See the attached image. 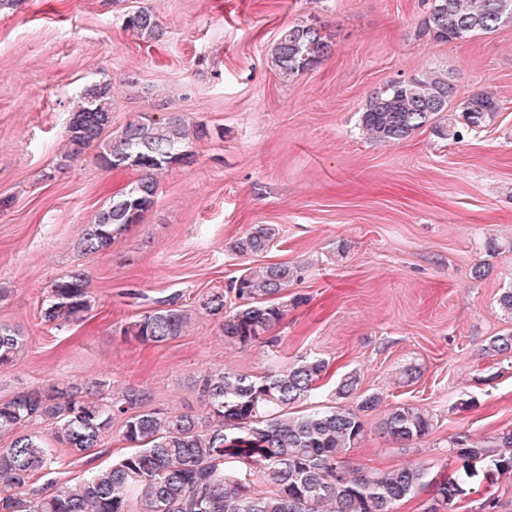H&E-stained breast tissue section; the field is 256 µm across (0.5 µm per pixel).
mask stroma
Returning a JSON list of instances; mask_svg holds the SVG:
<instances>
[{"instance_id":"stroma-1","label":"stroma","mask_w":512,"mask_h":512,"mask_svg":"<svg viewBox=\"0 0 512 512\" xmlns=\"http://www.w3.org/2000/svg\"><path fill=\"white\" fill-rule=\"evenodd\" d=\"M145 7L160 40L124 26ZM427 0H14L0 7V325L23 347L0 369V400L76 378L142 391L148 407L205 417L193 383L226 370L260 375L306 356L328 363L308 405H330L356 374L365 438L354 467L414 464L429 483L395 512H429L454 475V438L512 429V352L487 356L490 337L512 329L497 299L512 287V23L464 42L422 34ZM318 28L330 52L282 77L271 50L283 29ZM447 73L458 97L492 93L500 109L462 142L423 128L398 143L365 139L359 116L392 79ZM120 83L112 127L180 112L206 137L182 149L191 165L161 178L153 207L106 251L77 248L85 224L136 177L107 170L96 149L59 164L72 101L85 84ZM258 224L269 249L242 257L232 243ZM498 251L486 248L488 241ZM301 269L283 297L277 343L225 344L220 321L197 316L161 345L124 335L139 315L194 308L244 267ZM489 272L473 278L472 268ZM80 269L90 279L84 320L42 321L50 282ZM473 399V407L457 404ZM411 404L435 416L431 433L404 448L382 437L386 409ZM120 422L102 447L45 476L55 489L111 464Z\"/></svg>"}]
</instances>
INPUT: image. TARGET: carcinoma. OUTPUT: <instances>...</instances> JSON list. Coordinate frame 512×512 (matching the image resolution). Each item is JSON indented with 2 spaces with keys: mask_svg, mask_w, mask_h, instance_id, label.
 <instances>
[{
  "mask_svg": "<svg viewBox=\"0 0 512 512\" xmlns=\"http://www.w3.org/2000/svg\"><path fill=\"white\" fill-rule=\"evenodd\" d=\"M424 33L439 43L464 41L487 34L512 20V0H427ZM137 36L156 40L163 31L156 17L142 7L124 20ZM330 44L318 30L295 25L285 29L271 50V63L284 77L306 72L328 54ZM457 90L448 75L428 72L408 80L393 79L375 90L359 119L365 138L400 142L431 125L443 139L459 143L499 110L487 92L455 102ZM113 86L87 85L73 101L64 128L61 159L99 148L105 169L129 168L138 173L86 225L78 248L102 252L153 206L157 174L171 164H190L177 151L185 140L202 138V125L189 126L177 112L157 121L149 116L128 123L105 137L112 125ZM273 230L264 224L237 239L231 250L240 256L268 250ZM298 279V270L284 264L244 269L229 292L239 300L227 308L228 296L210 292L193 309L168 308L130 322L123 334L160 345L185 333L195 315L222 319L224 340L248 347L276 338L271 332L286 309L276 303ZM89 277L74 270L49 285L42 319L57 324L77 321L91 308ZM22 347L19 332L0 326V368L13 364ZM483 351L512 352V332L493 336ZM328 363L307 358L282 371L264 375L207 373L195 386L208 407L207 423L191 415L144 408L146 396L133 389L109 400L111 383L94 379L35 387L0 400V512H394V506L426 486L419 466L360 469L345 463L346 453L366 436L362 413L381 402L364 396L356 407L337 404L300 412ZM122 420L120 441L129 451L111 467L91 472L46 494L38 481L65 458L78 459L104 445L112 421ZM33 420L48 423V437L25 432ZM433 414L400 404L378 424L380 434L408 446L429 435ZM458 471L470 477L482 465L491 481L512 476V430L489 444L458 438L450 448ZM464 495L459 478L442 481L431 512H441Z\"/></svg>",
  "mask_w": 512,
  "mask_h": 512,
  "instance_id": "1",
  "label": "carcinoma"
}]
</instances>
